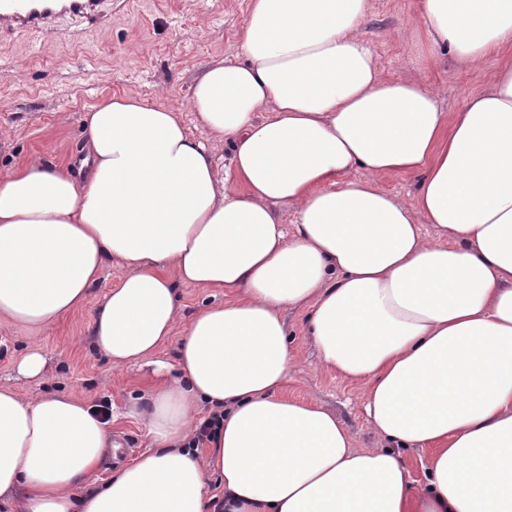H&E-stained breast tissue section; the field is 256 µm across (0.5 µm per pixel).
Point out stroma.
I'll return each instance as SVG.
<instances>
[{
	"label": "stroma",
	"mask_w": 512,
	"mask_h": 512,
	"mask_svg": "<svg viewBox=\"0 0 512 512\" xmlns=\"http://www.w3.org/2000/svg\"><path fill=\"white\" fill-rule=\"evenodd\" d=\"M250 0H112V21L87 30L70 21L59 30L31 31L0 40V169L33 157L63 163L81 152L83 118L104 97L134 93L150 102L181 110L186 126L192 88L204 69L221 61L240 60L239 36ZM417 0H371L362 35L384 75L434 83L448 112L461 111L468 99L484 91L482 76L460 67L453 57L427 46L414 27ZM119 275L106 267L85 304L54 324L29 330L0 321V386L25 396L68 395L90 403L108 400L111 428L119 443L89 476L85 488L98 486L121 466L152 448L146 426L130 407L154 384L149 369L115 368L91 350L92 315ZM307 308L284 312L290 345L299 363L283 393L313 401L336 413L356 448L376 445L359 402L360 387L319 369L306 332ZM47 356L45 375L26 380L15 365L28 348Z\"/></svg>",
	"instance_id": "35a3bbf8"
}]
</instances>
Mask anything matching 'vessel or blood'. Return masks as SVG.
Masks as SVG:
<instances>
[{
    "mask_svg": "<svg viewBox=\"0 0 512 512\" xmlns=\"http://www.w3.org/2000/svg\"><path fill=\"white\" fill-rule=\"evenodd\" d=\"M109 0H0V38L28 30H52L64 16L85 25L106 22Z\"/></svg>",
    "mask_w": 512,
    "mask_h": 512,
    "instance_id": "1",
    "label": "vessel or blood"
}]
</instances>
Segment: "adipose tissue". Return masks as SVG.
Masks as SVG:
<instances>
[{"mask_svg":"<svg viewBox=\"0 0 512 512\" xmlns=\"http://www.w3.org/2000/svg\"><path fill=\"white\" fill-rule=\"evenodd\" d=\"M368 11L250 0L244 62L208 67L189 101L210 143L177 108L113 95L84 116L80 162L0 172V319L45 327L118 264L91 346L163 377L135 409L154 448L83 494L118 449L94 406L0 388V498L19 512H214V480L224 512H512V60L444 112L435 86L377 69ZM418 17L463 68L512 51V0H419ZM395 172L418 175L411 199L379 186ZM181 285L231 298L185 318ZM305 305L320 366L362 383L378 447L282 396L283 310ZM203 406L221 415L204 457ZM424 449L417 483L402 453Z\"/></svg>","mask_w":512,"mask_h":512,"instance_id":"1","label":"adipose tissue"}]
</instances>
